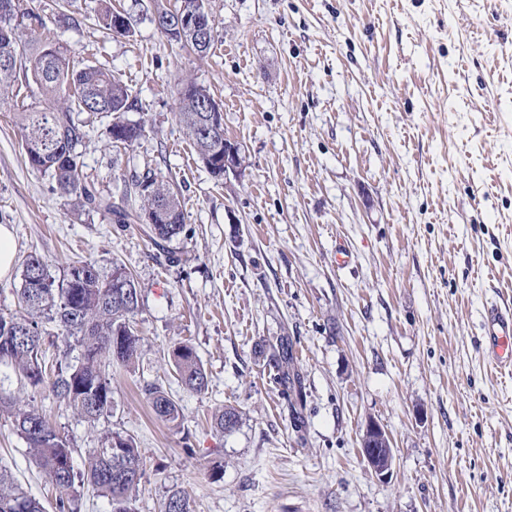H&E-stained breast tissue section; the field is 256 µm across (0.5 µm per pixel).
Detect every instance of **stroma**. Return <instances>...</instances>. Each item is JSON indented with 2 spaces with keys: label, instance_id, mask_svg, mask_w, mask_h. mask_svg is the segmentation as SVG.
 Returning a JSON list of instances; mask_svg holds the SVG:
<instances>
[{
  "label": "stroma",
  "instance_id": "1",
  "mask_svg": "<svg viewBox=\"0 0 512 512\" xmlns=\"http://www.w3.org/2000/svg\"><path fill=\"white\" fill-rule=\"evenodd\" d=\"M120 3L129 37L96 25L106 0H74L69 25L58 0L22 5L76 65L129 85L145 137L116 148L107 118H87L83 171L119 206L135 204L133 176L168 181L185 224L165 250L26 163L16 114L40 105L33 81L0 110V224L18 260L0 310L15 309L31 253L56 277L117 263L141 288L138 359L112 368L111 417L91 425L35 399L75 464L108 433L141 448L133 512H162L175 490L194 512H512V374L479 344L486 304L512 300V0H210L205 58L157 28L176 0ZM183 75L222 105L242 175L218 184L198 161L175 115ZM181 341L204 393L176 379ZM285 349L286 386L268 364ZM149 384L171 393L179 426L153 417ZM226 406L240 419L223 434ZM371 420L393 446L384 479L360 451ZM0 468L53 512L4 413ZM174 359L184 389L193 393L205 392L209 385L208 374L194 348L180 342L174 349Z\"/></svg>",
  "mask_w": 512,
  "mask_h": 512
}]
</instances>
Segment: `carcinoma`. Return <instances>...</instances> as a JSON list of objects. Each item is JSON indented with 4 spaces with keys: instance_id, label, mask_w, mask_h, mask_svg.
<instances>
[{
    "instance_id": "carcinoma-1",
    "label": "carcinoma",
    "mask_w": 512,
    "mask_h": 512,
    "mask_svg": "<svg viewBox=\"0 0 512 512\" xmlns=\"http://www.w3.org/2000/svg\"><path fill=\"white\" fill-rule=\"evenodd\" d=\"M19 9L0 14V105L7 103L20 75H31L44 105L17 113L28 164L51 172L54 189L79 208L112 211L118 224H148L147 235L158 247L179 235L185 216L177 195L157 174L147 172L131 180L135 191L144 182L152 195L140 197L141 205L127 210L112 205L94 183L87 180L80 162L79 147L86 137L79 114L104 113L110 117L106 137H116L131 146L145 136L143 122H130L127 113L137 110L129 87L112 72L96 65L75 67L67 51L56 42L27 40L19 32ZM178 94L199 100V111L177 109L176 115L192 141L198 160L212 179L224 180V143L209 139L200 128L205 111L219 107L209 90L187 76L178 78ZM118 134H112V131ZM136 287L134 276L122 265L104 273L91 260L67 267L60 279L49 272L42 256L32 253L23 261L21 287L16 290L19 310L0 314V367L13 369L32 396L20 395L0 386V413L7 412L26 441L29 454L44 470L56 491L58 512H79L81 489L90 487L112 505V512H131V494L146 471L144 456L133 443L107 435L90 450L83 468L74 466L70 439L53 426L34 405V394L44 393L70 409L74 416L96 424L112 415V381L105 365L127 366L137 358L140 336L135 316L140 301L124 305L114 297ZM52 323L61 335L79 348L75 359L56 360L47 372L43 344ZM181 385L202 393L209 385L208 374L194 348L184 342L174 349ZM145 394L155 417L177 425L180 409L159 385H148ZM0 512H45L42 502L24 491L12 474L0 470ZM163 512H192L185 492L168 495Z\"/></svg>"
}]
</instances>
